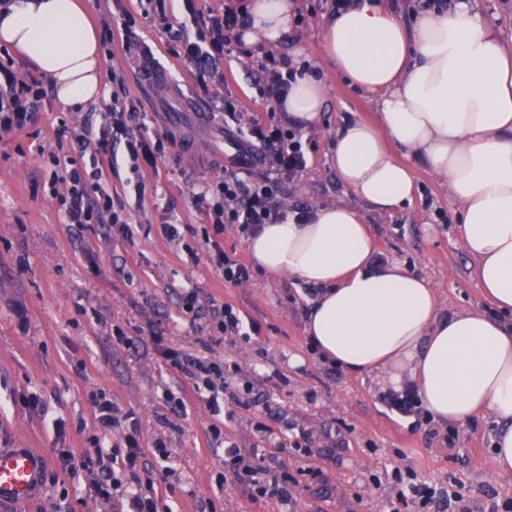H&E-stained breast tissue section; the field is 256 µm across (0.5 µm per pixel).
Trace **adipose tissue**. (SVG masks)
Listing matches in <instances>:
<instances>
[{
	"instance_id": "adipose-tissue-1",
	"label": "adipose tissue",
	"mask_w": 512,
	"mask_h": 512,
	"mask_svg": "<svg viewBox=\"0 0 512 512\" xmlns=\"http://www.w3.org/2000/svg\"><path fill=\"white\" fill-rule=\"evenodd\" d=\"M296 8L250 0L244 41L287 39ZM409 10L408 25L384 0H356L325 18L323 59L377 109L373 125L341 117L332 161L356 196L389 215L413 202L411 165L422 163L458 207V241L498 316L442 314L425 277L376 262L368 224L343 202L262 225L248 248L266 272L319 287L306 333L321 354L353 373L409 366L435 420L494 422L491 464L512 475V42L473 0L441 11L417 0ZM0 44L46 76L64 105L99 101L100 38L77 0H14L0 14ZM325 96L304 75L284 111L317 127Z\"/></svg>"
}]
</instances>
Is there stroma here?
Segmentation results:
<instances>
[{"mask_svg": "<svg viewBox=\"0 0 512 512\" xmlns=\"http://www.w3.org/2000/svg\"><path fill=\"white\" fill-rule=\"evenodd\" d=\"M83 2L96 29H112L101 40V100L73 112L48 92L30 135L0 139V448H33L48 461L42 495L1 505L0 512H110L90 478L69 474L58 460L62 451L86 446L94 422L90 396L100 390L136 422L149 476L171 512H388L399 490L394 473L406 469L416 483L461 492L459 512H492L493 503L512 501V476L490 465L492 422L478 417L461 427L436 422L420 407L395 412L392 396L418 391L409 368L396 385L391 370L352 373L311 351L305 323L317 288L258 270L246 283L229 284L186 255V247H200L208 227L195 207L196 185L218 178L231 159L211 136L222 124L208 116L213 99L230 93L248 111L267 113L251 57L234 51L224 61L223 83H204L169 53L145 0H121L113 11L102 0ZM298 2L294 39L272 52L302 55L319 68L326 98L319 127L304 133L308 164L288 183L285 209L347 203L363 213L378 260L426 277L444 313L468 308L496 315L458 242L455 206L424 166L413 169L419 188L413 205L392 216L368 210L337 175L331 160L337 121L351 113L372 123L376 109L319 55L331 0ZM127 43L150 47L169 78L164 96L143 92L144 76L123 50ZM116 97L147 112L154 130L182 138L157 170L145 173L147 189L182 220L177 240L165 238L167 214L152 201L133 211V235L126 238L108 224L69 223L50 197L56 129L100 124ZM189 292L200 306L195 316L182 311ZM227 303L247 313L256 334L214 339L211 313ZM118 329L133 346L117 342ZM156 333L162 345L232 364L219 416L191 392L189 378L168 366L152 342ZM174 397L184 409H173ZM214 424L239 447H259L297 476L288 503L253 499L248 478L227 472L224 446L210 438ZM293 428L309 431L307 446H289ZM158 440L168 460L154 458Z\"/></svg>", "mask_w": 512, "mask_h": 512, "instance_id": "obj_1", "label": "stroma"}]
</instances>
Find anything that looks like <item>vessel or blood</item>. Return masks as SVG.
I'll return each mask as SVG.
<instances>
[{
  "instance_id": "obj_1",
  "label": "vessel or blood",
  "mask_w": 512,
  "mask_h": 512,
  "mask_svg": "<svg viewBox=\"0 0 512 512\" xmlns=\"http://www.w3.org/2000/svg\"><path fill=\"white\" fill-rule=\"evenodd\" d=\"M47 460L32 448H0V504L28 501L41 489Z\"/></svg>"
}]
</instances>
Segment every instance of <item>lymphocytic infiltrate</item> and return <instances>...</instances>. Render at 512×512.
<instances>
[{
  "mask_svg": "<svg viewBox=\"0 0 512 512\" xmlns=\"http://www.w3.org/2000/svg\"><path fill=\"white\" fill-rule=\"evenodd\" d=\"M183 8L193 16L195 32L167 27L166 35L175 55L189 63L199 78L223 79L224 59L229 56L248 17L241 7L230 6L221 12L202 13L196 0H182ZM256 74L262 94L270 104L283 105L297 71L289 58L267 54L256 62ZM45 97L42 81L22 80L7 66L0 64V135H16L32 127ZM218 111L224 114V134L249 153V161H233L221 179L204 183L195 195V206L207 219L212 233L205 236V256L213 270L225 282L241 284L251 278L252 268L236 254L224 249V227L237 225L241 234L250 236L262 225L285 219L284 188L299 177L307 166L303 135L298 128H286L262 122L254 113L239 110L232 96L221 98ZM57 149L69 148L79 156H88L86 164L69 160L57 195L71 223L109 224L122 234H129V213L125 204L114 201L100 180L104 168L124 164L128 182L133 183L136 206H143L146 184L144 172L156 168L165 158L173 136L150 134L146 113L136 105L113 100L99 126L86 123L60 126L55 132ZM262 166L257 179L245 181L244 173ZM162 356L172 369L190 377L192 390L202 396L212 414L221 411L224 393V366L220 362L166 347ZM95 434L80 452L64 451L61 460L69 471L87 474L103 469L105 459L118 462L117 471L107 473L96 485L101 499L110 501L112 512H159V499L152 481L141 480L147 471L145 451L137 432L124 434L119 445L105 450V438L118 426L119 409L106 396L93 401ZM224 457L235 471L253 477L255 492L261 497L288 499V476L274 473L263 478L262 466L250 462V454L232 441L225 443Z\"/></svg>",
  "mask_w": 512,
  "mask_h": 512,
  "instance_id": "f902f5d3",
  "label": "lymphocytic infiltrate"
}]
</instances>
